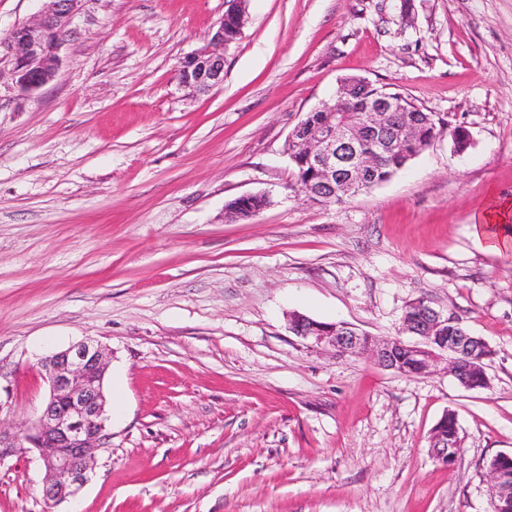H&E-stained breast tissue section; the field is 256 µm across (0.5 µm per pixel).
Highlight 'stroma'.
I'll list each match as a JSON object with an SVG mask.
<instances>
[{
    "mask_svg": "<svg viewBox=\"0 0 512 512\" xmlns=\"http://www.w3.org/2000/svg\"><path fill=\"white\" fill-rule=\"evenodd\" d=\"M226 0H81L54 79L0 58V384L24 427L38 357L86 338L119 397L78 492L43 497L26 449L0 512H492L512 452V254L471 234L512 200V0H247L224 83L180 86ZM402 93L447 132L389 181L308 197L287 150L343 76ZM267 195L249 219L231 200ZM420 299L493 355L489 387L409 377L310 345L292 314L395 336ZM454 413L452 467L430 454ZM512 462V453H499L486 462V470L491 488L493 512L502 509V502L512 499V475L509 474L508 464ZM502 512H512V502H507Z\"/></svg>",
    "mask_w": 512,
    "mask_h": 512,
    "instance_id": "stroma-1",
    "label": "stroma"
}]
</instances>
